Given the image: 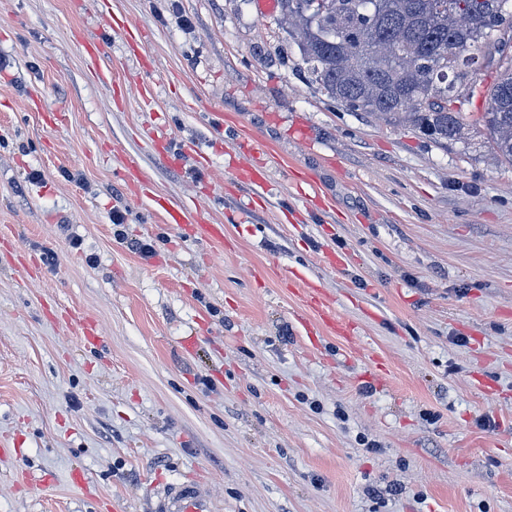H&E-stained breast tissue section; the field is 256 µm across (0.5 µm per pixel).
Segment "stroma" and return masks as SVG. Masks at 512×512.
Returning <instances> with one entry per match:
<instances>
[{
	"label": "stroma",
	"instance_id": "1",
	"mask_svg": "<svg viewBox=\"0 0 512 512\" xmlns=\"http://www.w3.org/2000/svg\"><path fill=\"white\" fill-rule=\"evenodd\" d=\"M0 61V512H153L189 476L216 512H512L488 142L326 97L259 0H0ZM307 303L338 332L342 333L341 336L345 341L349 342L352 336H348V328L351 327L336 320L334 314L328 312L326 304L317 288H305Z\"/></svg>",
	"mask_w": 512,
	"mask_h": 512
}]
</instances>
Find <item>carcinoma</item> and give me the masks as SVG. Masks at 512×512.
Returning <instances> with one entry per match:
<instances>
[{
  "mask_svg": "<svg viewBox=\"0 0 512 512\" xmlns=\"http://www.w3.org/2000/svg\"><path fill=\"white\" fill-rule=\"evenodd\" d=\"M278 0L288 36L321 93L354 111L408 125L438 144L467 122L512 164V12L481 0ZM495 72L486 111L457 102L478 68Z\"/></svg>",
  "mask_w": 512,
  "mask_h": 512,
  "instance_id": "1",
  "label": "carcinoma"
}]
</instances>
